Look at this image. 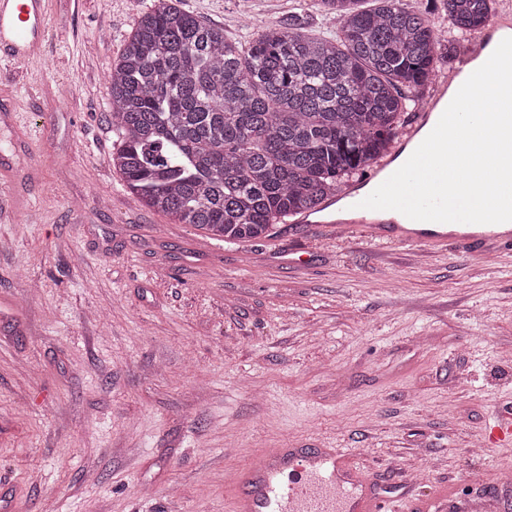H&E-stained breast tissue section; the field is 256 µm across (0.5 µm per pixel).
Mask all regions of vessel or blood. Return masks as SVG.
<instances>
[{"mask_svg":"<svg viewBox=\"0 0 512 512\" xmlns=\"http://www.w3.org/2000/svg\"><path fill=\"white\" fill-rule=\"evenodd\" d=\"M512 31V8L473 37L472 58L484 56L493 30ZM49 34L47 0H0V69L25 62L37 54ZM351 206L346 214H329L336 226L360 225L378 236L375 210L360 207L355 186L343 191ZM402 241L437 246L448 241L447 233L395 228ZM462 245L498 246L512 241L511 234L477 224L474 231L457 235ZM237 491L232 512H467V499L450 495L408 499L381 494L366 470L357 466L342 448H271L260 463L244 465L233 473Z\"/></svg>","mask_w":512,"mask_h":512,"instance_id":"1","label":"vessel or blood"}]
</instances>
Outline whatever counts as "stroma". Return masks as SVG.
Listing matches in <instances>:
<instances>
[{"label": "stroma", "mask_w": 512, "mask_h": 512, "mask_svg": "<svg viewBox=\"0 0 512 512\" xmlns=\"http://www.w3.org/2000/svg\"><path fill=\"white\" fill-rule=\"evenodd\" d=\"M0 72V493L13 512H228L267 448H348L383 494L512 512V242L278 224L224 242L111 164L108 69L151 0H47ZM246 40L287 0H179Z\"/></svg>", "instance_id": "obj_1"}]
</instances>
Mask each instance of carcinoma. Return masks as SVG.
<instances>
[{
  "label": "carcinoma",
  "mask_w": 512,
  "mask_h": 512,
  "mask_svg": "<svg viewBox=\"0 0 512 512\" xmlns=\"http://www.w3.org/2000/svg\"><path fill=\"white\" fill-rule=\"evenodd\" d=\"M319 0L334 37L302 15L242 43L177 5L153 0L109 69L112 167L174 224L226 242L337 196L389 154L401 113L437 72L431 15L403 0ZM448 25L484 26L494 0H443Z\"/></svg>",
  "instance_id": "cac0c4a2"
}]
</instances>
